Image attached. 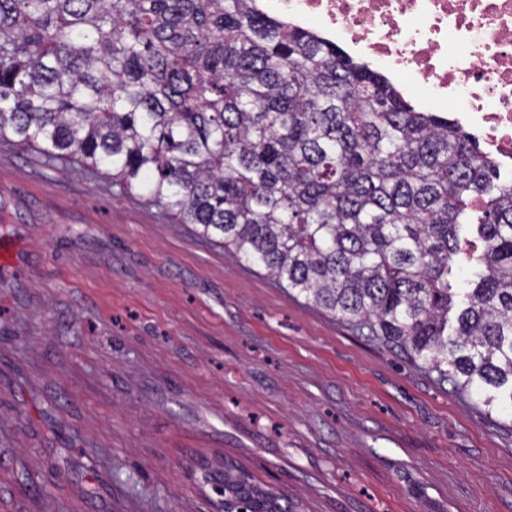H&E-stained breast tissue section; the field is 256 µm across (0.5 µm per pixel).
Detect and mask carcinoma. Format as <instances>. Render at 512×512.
<instances>
[{
  "label": "carcinoma",
  "instance_id": "1",
  "mask_svg": "<svg viewBox=\"0 0 512 512\" xmlns=\"http://www.w3.org/2000/svg\"><path fill=\"white\" fill-rule=\"evenodd\" d=\"M10 137L512 409V179L448 113L256 0H0ZM464 224L482 249L460 295ZM224 491V512H288L228 467Z\"/></svg>",
  "mask_w": 512,
  "mask_h": 512
}]
</instances>
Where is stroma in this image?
Masks as SVG:
<instances>
[{
	"label": "stroma",
	"instance_id": "35a3bbf8",
	"mask_svg": "<svg viewBox=\"0 0 512 512\" xmlns=\"http://www.w3.org/2000/svg\"><path fill=\"white\" fill-rule=\"evenodd\" d=\"M512 512V413L72 160L0 140V512ZM213 492L224 498L213 501L215 512H234L238 505L249 508V512H288V501L250 484L245 473L233 474L224 463V485L212 484ZM225 491V495H224ZM284 501V504L279 500Z\"/></svg>",
	"mask_w": 512,
	"mask_h": 512
}]
</instances>
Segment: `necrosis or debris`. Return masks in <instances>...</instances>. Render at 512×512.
I'll list each match as a JSON object with an SVG mask.
<instances>
[{"label":"necrosis or debris","mask_w":512,"mask_h":512,"mask_svg":"<svg viewBox=\"0 0 512 512\" xmlns=\"http://www.w3.org/2000/svg\"><path fill=\"white\" fill-rule=\"evenodd\" d=\"M336 44L427 111L452 109L512 164V0H257Z\"/></svg>","instance_id":"1"}]
</instances>
